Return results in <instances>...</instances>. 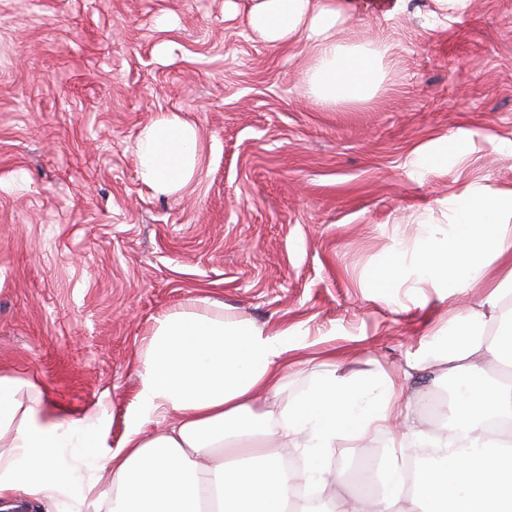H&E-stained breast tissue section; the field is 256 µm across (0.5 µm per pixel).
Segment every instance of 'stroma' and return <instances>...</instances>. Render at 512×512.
Returning <instances> with one entry per match:
<instances>
[{"mask_svg":"<svg viewBox=\"0 0 512 512\" xmlns=\"http://www.w3.org/2000/svg\"><path fill=\"white\" fill-rule=\"evenodd\" d=\"M347 26L390 46L373 99L323 106L306 42L273 46L249 0H0V372L56 401H104L112 439L154 319L195 298L290 330L288 390L312 372L404 363L448 309L483 298L393 288L375 271L447 225L451 193L512 187V0H369ZM168 16L166 26L157 20ZM174 112L202 144L194 181L146 184L144 128ZM465 157L414 180L420 146Z\"/></svg>","mask_w":512,"mask_h":512,"instance_id":"obj_1","label":"stroma"}]
</instances>
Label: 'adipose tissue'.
I'll return each mask as SVG.
<instances>
[{
    "label": "adipose tissue",
    "instance_id": "adipose-tissue-1",
    "mask_svg": "<svg viewBox=\"0 0 512 512\" xmlns=\"http://www.w3.org/2000/svg\"><path fill=\"white\" fill-rule=\"evenodd\" d=\"M347 0H252L246 24L271 45L305 39L309 95L362 103L384 79L388 45L345 37ZM196 129L167 113L137 144L143 180L185 188L201 163ZM448 230L427 225L409 260L380 271L386 288L485 289L448 316L434 351L404 366L317 374L288 387V335L203 300L161 313L138 362L139 387L125 431L111 444L104 402L75 411L45 398L35 377L0 373V512L30 499L69 501L70 512H512V383L485 364L512 361V188L472 184L448 198ZM501 264L489 272L486 255ZM455 379L450 435L424 428L417 376ZM384 437L375 497H346L331 460L339 443ZM428 444L431 463L408 470V451ZM303 464H285L286 449ZM311 488L297 503L289 483Z\"/></svg>",
    "mask_w": 512,
    "mask_h": 512
}]
</instances>
